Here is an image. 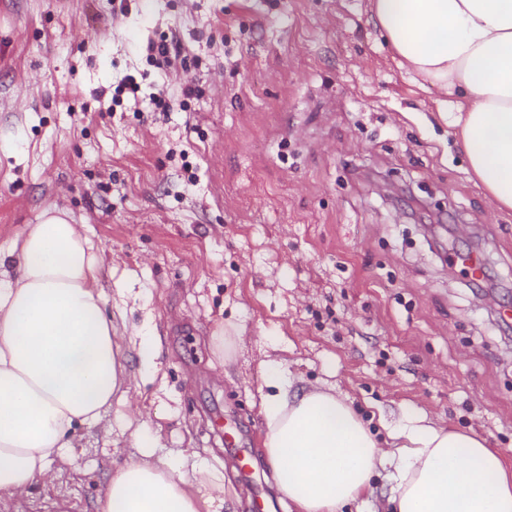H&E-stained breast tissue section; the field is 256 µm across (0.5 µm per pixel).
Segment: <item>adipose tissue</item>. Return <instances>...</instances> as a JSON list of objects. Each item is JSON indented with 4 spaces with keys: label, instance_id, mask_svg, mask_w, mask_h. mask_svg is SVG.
<instances>
[{
    "label": "adipose tissue",
    "instance_id": "ef3b65f1",
    "mask_svg": "<svg viewBox=\"0 0 512 512\" xmlns=\"http://www.w3.org/2000/svg\"><path fill=\"white\" fill-rule=\"evenodd\" d=\"M400 68L450 96L472 179L512 211V0H370ZM102 257L65 212L44 211L0 252V507L67 457L77 427L124 398L128 358L107 311ZM263 457L295 512H343L392 485L389 512H512V469L475 435L413 414L380 446L346 400L265 364ZM137 453L111 473L96 512H224V475L193 448Z\"/></svg>",
    "mask_w": 512,
    "mask_h": 512
}]
</instances>
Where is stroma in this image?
Segmentation results:
<instances>
[{
    "label": "stroma",
    "instance_id": "35a3bbf8",
    "mask_svg": "<svg viewBox=\"0 0 512 512\" xmlns=\"http://www.w3.org/2000/svg\"><path fill=\"white\" fill-rule=\"evenodd\" d=\"M130 78L139 101L113 105ZM441 98L369 0H0V250L67 212L120 290L123 349L160 338L19 512H95L129 421L221 469L224 512H289L262 453L271 358L372 430L424 413L512 466V212L470 181ZM220 332L242 339L223 358Z\"/></svg>",
    "mask_w": 512,
    "mask_h": 512
}]
</instances>
